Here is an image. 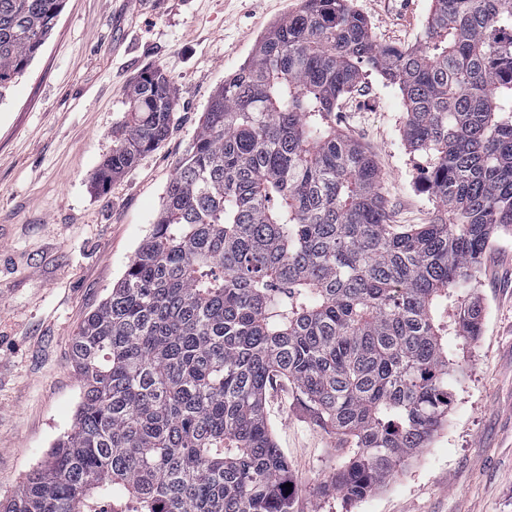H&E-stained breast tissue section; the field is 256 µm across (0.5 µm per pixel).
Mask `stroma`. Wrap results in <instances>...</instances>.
<instances>
[{"label": "stroma", "mask_w": 512, "mask_h": 512, "mask_svg": "<svg viewBox=\"0 0 512 512\" xmlns=\"http://www.w3.org/2000/svg\"><path fill=\"white\" fill-rule=\"evenodd\" d=\"M378 44L415 49L432 0H353ZM302 0H66L52 37L0 102V500L73 428L82 382L70 341L150 234L165 188L212 92ZM150 67L177 90L167 139L104 188L92 181ZM402 95L378 73L347 94L336 124L376 159L394 224L442 207L403 137ZM480 334L448 339L459 365L448 417L427 448L366 497L319 484L346 459L335 434L275 384L267 417L292 474L293 512H512V231L477 273Z\"/></svg>", "instance_id": "1"}]
</instances>
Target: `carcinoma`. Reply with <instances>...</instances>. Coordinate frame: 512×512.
Wrapping results in <instances>:
<instances>
[{"label": "carcinoma", "mask_w": 512, "mask_h": 512, "mask_svg": "<svg viewBox=\"0 0 512 512\" xmlns=\"http://www.w3.org/2000/svg\"><path fill=\"white\" fill-rule=\"evenodd\" d=\"M64 0H0V101ZM375 71L447 219L389 224L371 154L336 128ZM105 186L165 141L176 88H127ZM512 229V0H433L423 42L374 40L352 0H303L213 93L149 237L71 339L76 422L0 512H292L265 396L277 382L336 434L323 486L367 496L448 412V335L479 336L470 298Z\"/></svg>", "instance_id": "1"}]
</instances>
